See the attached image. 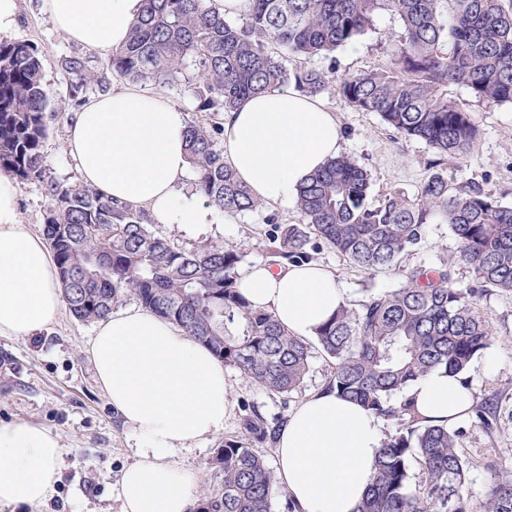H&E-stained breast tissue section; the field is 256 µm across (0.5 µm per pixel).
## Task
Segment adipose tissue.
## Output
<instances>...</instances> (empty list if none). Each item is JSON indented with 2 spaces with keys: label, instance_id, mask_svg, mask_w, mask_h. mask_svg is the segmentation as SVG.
I'll list each match as a JSON object with an SVG mask.
<instances>
[{
  "label": "adipose tissue",
  "instance_id": "obj_1",
  "mask_svg": "<svg viewBox=\"0 0 512 512\" xmlns=\"http://www.w3.org/2000/svg\"><path fill=\"white\" fill-rule=\"evenodd\" d=\"M54 27L101 54L125 43L142 0H41ZM224 160L252 193L273 206L297 198L300 184L341 151L335 112L292 86L243 100L222 118ZM183 111L163 94L120 87L87 98L67 129L81 180L146 211L158 224L189 228L214 212L179 186L190 163ZM239 290L294 336L315 337L346 303L335 275L318 264L239 273ZM64 306L56 263L44 239L22 224L14 179L0 173V337L24 339L53 324ZM88 354L97 380L130 432L135 460L118 489L120 512H187L196 482L177 450L222 433L230 413L225 367L204 345L153 313L129 306L102 320ZM436 424L463 416L472 394L461 376L439 367L405 391ZM378 417L336 392L319 389L288 415L275 479L297 512H354L371 485L381 444ZM62 446L33 424L0 422V504L35 506L54 491Z\"/></svg>",
  "mask_w": 512,
  "mask_h": 512
}]
</instances>
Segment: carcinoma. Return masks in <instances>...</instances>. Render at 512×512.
I'll return each mask as SVG.
<instances>
[{"instance_id": "obj_1", "label": "carcinoma", "mask_w": 512, "mask_h": 512, "mask_svg": "<svg viewBox=\"0 0 512 512\" xmlns=\"http://www.w3.org/2000/svg\"><path fill=\"white\" fill-rule=\"evenodd\" d=\"M380 10L401 21L398 49L386 66L340 78L339 93L448 161L466 162L479 129L473 113L448 97V87L466 89L481 104H512V0H250L240 22L224 18L211 0H143L126 43L106 66L79 53L59 57L56 66L75 107L107 91L114 74L159 90L184 86L194 111L211 118L186 129L195 191L237 214L261 202L224 163L222 115L277 85L320 94L327 75L311 61L355 43ZM290 58L298 62L291 69ZM45 66L33 44L0 41V172L43 183V235L75 319L104 320L131 296L251 383L282 396L301 386L316 348L331 363L325 388L402 421L382 440L356 512H512V471L474 498L460 432L427 422L410 399L390 403L435 368L466 372L492 344L493 328L478 301L493 291L512 294V205L476 182L452 186L440 174L413 196L394 190L370 205V173L348 155L329 161L298 188L299 222L275 225L272 264L314 261L317 240L366 274L393 271L404 281L393 291L367 290L356 308L340 306L310 342L240 293L237 250L220 243L185 251L153 234L143 212L83 182L46 176L42 142L49 121L64 113L49 109ZM436 220L455 237L457 259L471 270L474 287H454L446 259L402 269V257ZM472 418L489 429L497 410L479 404ZM279 427L247 406L241 434L224 440L214 458L223 483L204 490L191 512H272L279 488L253 447L273 444Z\"/></svg>"}]
</instances>
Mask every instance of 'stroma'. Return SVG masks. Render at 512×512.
<instances>
[{
    "label": "stroma",
    "instance_id": "1",
    "mask_svg": "<svg viewBox=\"0 0 512 512\" xmlns=\"http://www.w3.org/2000/svg\"><path fill=\"white\" fill-rule=\"evenodd\" d=\"M399 28L391 12H378L371 28L355 44L315 59L314 64L340 75L386 65L395 50L389 35ZM15 37L34 44L46 56L44 81L50 91V107L67 109L68 83L54 61L78 51V44L54 29L40 0H20ZM449 94L468 105L480 130L474 154L464 166L448 163L424 142L401 136L376 113L357 111L336 86L321 93V101L338 118L342 154L352 156L371 174L370 202L392 190L415 194L431 175L439 173L452 184L478 182L497 200L512 204V107L479 104L458 87L450 88ZM67 126L64 118L50 121L42 153L48 175L73 183L80 176L66 150ZM298 217L296 205L265 204L237 215L216 213L214 223L197 232L177 224H156L152 230L189 251L209 243L240 248L243 264L249 265L266 262L274 223L293 224ZM456 254L457 242L448 226L435 223L403 264L411 269L422 262L433 264L450 258L455 287H471L472 276L456 262ZM315 260L344 285L352 306L363 299L366 289L388 291L401 284L400 277L390 272L365 274L324 244ZM480 305L492 322L495 339L489 356L475 357L464 379L474 401L499 400L503 411L490 430L475 427L467 416L456 422L462 430L460 450L469 462L470 487L477 495L483 493L495 470L512 469V294L489 293ZM94 328V323L78 321L65 311L38 336L27 340L0 337V420L39 424L57 434L63 446L60 480L53 494L36 508L0 505V512H119L117 489L133 454L128 431L98 385L86 354ZM329 374L326 359L315 356L301 388L282 397L263 391L234 368H227L231 413L222 436L179 451L176 462L194 470L200 483L220 485L223 473L211 460L223 438L237 435L244 405L258 406L270 420L288 416L305 397L324 386Z\"/></svg>",
    "mask_w": 512,
    "mask_h": 512
}]
</instances>
